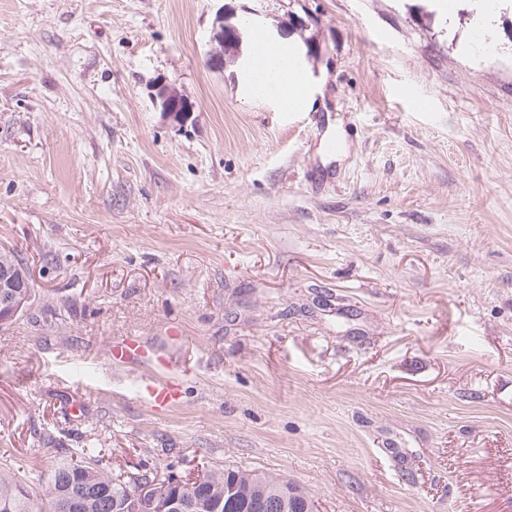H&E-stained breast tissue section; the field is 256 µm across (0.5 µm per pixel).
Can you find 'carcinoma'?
<instances>
[{"label":"carcinoma","instance_id":"carcinoma-1","mask_svg":"<svg viewBox=\"0 0 512 512\" xmlns=\"http://www.w3.org/2000/svg\"><path fill=\"white\" fill-rule=\"evenodd\" d=\"M79 460L64 459L38 487L9 468L0 469V512H73L70 503L80 502L79 512H131L141 488L135 480L117 483L100 465L95 448L78 452ZM185 504L187 512L204 500L222 512H267L264 503L284 504L279 512H313V502L300 487L275 473L235 468L212 469L201 482L176 485L167 490Z\"/></svg>","mask_w":512,"mask_h":512}]
</instances>
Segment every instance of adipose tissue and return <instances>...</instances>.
<instances>
[{"mask_svg":"<svg viewBox=\"0 0 512 512\" xmlns=\"http://www.w3.org/2000/svg\"><path fill=\"white\" fill-rule=\"evenodd\" d=\"M252 42L255 53L242 75L249 93L290 108L304 106L310 74L290 45L269 39L260 29L253 31Z\"/></svg>","mask_w":512,"mask_h":512,"instance_id":"1","label":"adipose tissue"}]
</instances>
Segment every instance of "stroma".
I'll return each instance as SVG.
<instances>
[{
    "label": "stroma",
    "instance_id": "stroma-1",
    "mask_svg": "<svg viewBox=\"0 0 512 512\" xmlns=\"http://www.w3.org/2000/svg\"><path fill=\"white\" fill-rule=\"evenodd\" d=\"M257 4L303 111L211 40ZM0 247L32 284L0 466L95 448L278 473L316 512H512V0H0ZM124 336L154 361L108 364ZM163 112L176 122H184L189 118L191 107L187 99L173 85L162 84L157 88ZM145 398L156 411H167L178 405L183 397L182 382L178 377L162 381L148 380L142 385Z\"/></svg>",
    "mask_w": 512,
    "mask_h": 512
}]
</instances>
